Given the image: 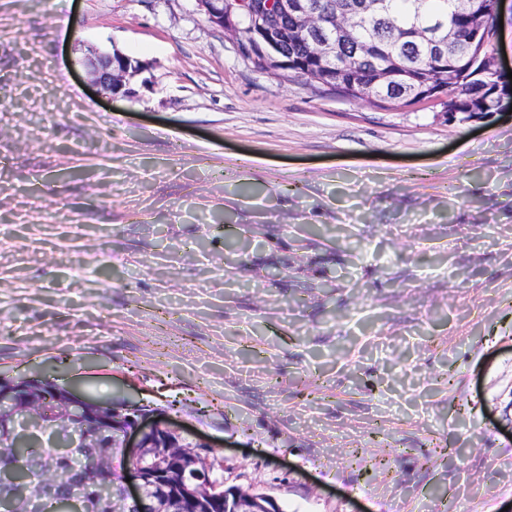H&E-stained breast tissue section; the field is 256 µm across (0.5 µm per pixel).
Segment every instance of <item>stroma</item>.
Returning <instances> with one entry per match:
<instances>
[{
  "label": "stroma",
  "instance_id": "obj_1",
  "mask_svg": "<svg viewBox=\"0 0 512 512\" xmlns=\"http://www.w3.org/2000/svg\"><path fill=\"white\" fill-rule=\"evenodd\" d=\"M239 43L196 0H0V373L163 415L281 512H502L512 113ZM92 48L144 63L130 97ZM88 74L94 85L99 86L113 98H127L131 80L142 73L144 66L137 60L114 50L96 52L85 61Z\"/></svg>",
  "mask_w": 512,
  "mask_h": 512
}]
</instances>
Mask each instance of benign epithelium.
Listing matches in <instances>:
<instances>
[{"label": "benign epithelium", "instance_id": "1", "mask_svg": "<svg viewBox=\"0 0 512 512\" xmlns=\"http://www.w3.org/2000/svg\"><path fill=\"white\" fill-rule=\"evenodd\" d=\"M386 0H363L362 11L324 20L314 0H197L210 23L228 31L242 33L249 28L259 33L263 45L243 36L244 54L259 51L261 61L272 70H286L288 36L304 31L312 51L323 63L336 55L333 28H344L364 19L366 13L383 10ZM94 85L113 98H127L131 80L144 66L119 52H96L85 61ZM38 418V405L28 406L13 421V432L25 434L27 423ZM118 446L134 458L129 463L130 483L121 488L118 499L111 500L102 490L110 486L112 462L106 456H94L84 463L83 472L97 475L99 492L92 494L85 481L64 498L44 495L32 500L34 512H280L269 496L238 486L226 487L211 480L215 463L208 445L186 443L171 425L144 415L128 420L122 427Z\"/></svg>", "mask_w": 512, "mask_h": 512}]
</instances>
